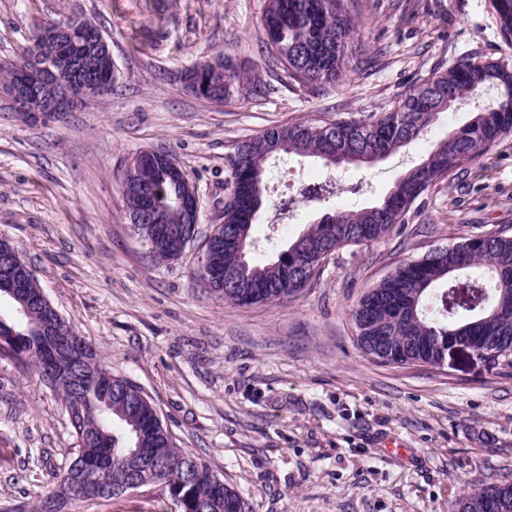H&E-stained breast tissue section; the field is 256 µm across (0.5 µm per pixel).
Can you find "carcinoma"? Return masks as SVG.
<instances>
[{
	"instance_id": "cac0c4a2",
	"label": "carcinoma",
	"mask_w": 512,
	"mask_h": 512,
	"mask_svg": "<svg viewBox=\"0 0 512 512\" xmlns=\"http://www.w3.org/2000/svg\"><path fill=\"white\" fill-rule=\"evenodd\" d=\"M503 34L512 39V0H492ZM358 21L348 11L347 0H267L264 27L268 43L288 77L302 85L331 84L349 67L348 44ZM105 83L116 84L115 68L104 63L88 65ZM202 97L224 101L228 76L213 69L199 70ZM497 89L495 98L473 113L464 126L448 132L418 165L405 172L372 206L327 213L310 224L273 260L254 263L249 257L252 228L264 203L269 161L281 154L315 157L327 166L373 165L419 139L439 115L469 97ZM512 132V68L499 62H469L434 74L413 90L399 107L379 115L314 124L297 122L274 126L237 146L239 161L224 201V223L229 234L213 252L224 268V284L200 278L208 291L224 302L239 306L274 303L288 299L314 283L326 254L345 246L376 241L403 218L414 201L429 187L475 161L504 135ZM140 185L150 193L155 216L166 233L148 237L159 262L177 258L170 238L186 222L177 207L184 182L163 169H141ZM356 342L371 359L384 363H422L438 366L448 334L460 336L477 349H497L509 355L492 358L493 367L512 369V236L484 235L477 247L471 238L444 250L406 262L388 277L367 289L352 314ZM16 333L17 349L8 353L30 366L65 403L84 405L83 418L71 423L76 453L69 464L51 476L50 487L35 512H46L51 501L60 509L82 504L67 496L74 471L96 473L111 492L108 501L123 495L134 471L129 450L149 449L162 467L163 491L184 497L187 512H246V505L230 486L209 480L204 466L197 474L181 466L186 453L177 448L161 425L152 427L145 415L141 388L118 376L112 379V411H99V394L88 379L111 368L99 363L95 352L86 359L55 346L52 336H37L32 322L8 320ZM457 512H512V483L482 484L459 498Z\"/></svg>"
}]
</instances>
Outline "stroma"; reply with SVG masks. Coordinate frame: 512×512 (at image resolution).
I'll list each match as a JSON object with an SVG mask.
<instances>
[{
  "mask_svg": "<svg viewBox=\"0 0 512 512\" xmlns=\"http://www.w3.org/2000/svg\"><path fill=\"white\" fill-rule=\"evenodd\" d=\"M361 26L342 82L303 87L269 53L267 0H0V66L34 27L95 20L112 47L111 95L70 112H19L0 93V239L100 363L150 397L175 446L202 458L250 512H455L482 483H512V375L465 354L444 365L374 361L352 310L404 262L478 232L512 236V135L440 181L383 238L337 249L309 288L235 306L195 279L198 248L156 264L123 208L142 150L188 174L201 233L218 224L237 145L272 126L378 114L463 62L512 66L491 0H354ZM223 57L216 104L185 88ZM483 105L468 98L371 167L270 161L252 256L272 258L327 212L369 206ZM75 439L61 398L0 355V512H34ZM80 512H175L155 485Z\"/></svg>",
  "mask_w": 512,
  "mask_h": 512,
  "instance_id": "stroma-1",
  "label": "stroma"
}]
</instances>
